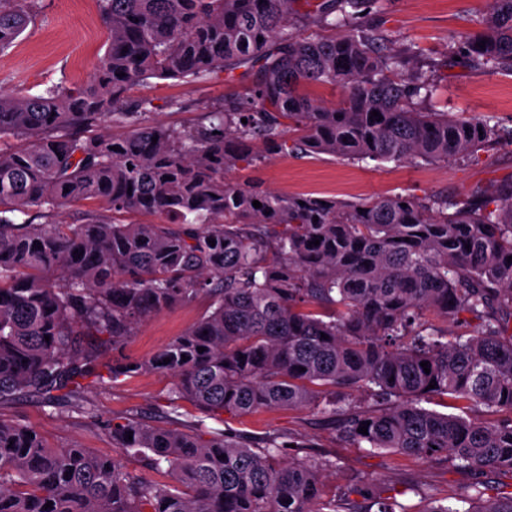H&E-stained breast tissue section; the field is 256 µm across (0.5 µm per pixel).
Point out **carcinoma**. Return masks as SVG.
<instances>
[{
	"mask_svg": "<svg viewBox=\"0 0 512 512\" xmlns=\"http://www.w3.org/2000/svg\"><path fill=\"white\" fill-rule=\"evenodd\" d=\"M98 2L109 43L89 83L0 94V402L32 396L92 413L83 380L106 350L153 315L207 296L210 311L188 331L146 362L104 363L109 375H172L176 416L184 400L234 415L312 406L353 448L512 472V194L344 205L224 179L277 154L464 159L512 141V128L418 109L434 83L398 80L406 55L382 52L364 28L302 36L290 29L292 0ZM376 4L305 0V17L344 26ZM35 18L32 0H0V52ZM461 45L470 63L512 71V0H491L482 30ZM239 68L251 85L188 127L145 124L148 102L130 96L149 78ZM314 84L344 94L325 106L308 93ZM9 139L26 145L8 149ZM255 141L264 153L250 149ZM78 201L103 202L112 216L89 209L77 224L33 223L34 208ZM138 212L163 221L120 220ZM343 389L370 403L346 401ZM432 396L479 404L498 421L422 407ZM107 430L141 471L49 447L0 417V512H412L352 486L325 496L321 467L331 462L285 461L274 435L260 447L228 432L201 442L127 416ZM165 466L172 479H155ZM472 489L430 512H512V492L489 496L483 480ZM352 493L365 505L348 507Z\"/></svg>",
	"mask_w": 512,
	"mask_h": 512,
	"instance_id": "obj_1",
	"label": "carcinoma"
}]
</instances>
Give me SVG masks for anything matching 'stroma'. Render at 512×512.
I'll list each match as a JSON object with an SVG mask.
<instances>
[{
    "label": "stroma",
    "mask_w": 512,
    "mask_h": 512,
    "mask_svg": "<svg viewBox=\"0 0 512 512\" xmlns=\"http://www.w3.org/2000/svg\"><path fill=\"white\" fill-rule=\"evenodd\" d=\"M490 0H381L363 14L360 26L386 37L393 51L408 55L398 74L412 82L430 74L438 86L437 107L451 113L489 116L512 128V73L474 67L456 60L458 37L480 29ZM108 45V30L96 0H36V18L14 47L0 55V93L19 90L31 95L55 86L87 83ZM240 82L217 75L207 80L151 78L134 86L133 97L148 101L146 122L170 127L197 123L205 112L240 89ZM225 177L241 186H258L281 195L305 194L355 204L402 194L418 200L434 196L457 200L512 184V143L480 148L468 158L440 163H351L326 154L279 155L249 168L229 169ZM208 298L162 311L144 321L124 346L132 361H146L192 327L209 307ZM172 376L143 370L117 380H89L84 395L95 411L80 414L28 399L0 404V417L19 418L53 448L79 446L120 458L127 469L137 462L115 448L105 429L115 416L137 413L152 425L196 431L209 440L223 430L243 437L279 435L286 457L313 463L331 460L324 472V490L333 494L364 480L378 496L396 497L415 512H429L434 503L449 504L475 480L445 458L416 459L396 452L348 448L332 425L311 407L261 410L247 416L192 410L190 416L166 417L165 397Z\"/></svg>",
    "instance_id": "1"
}]
</instances>
